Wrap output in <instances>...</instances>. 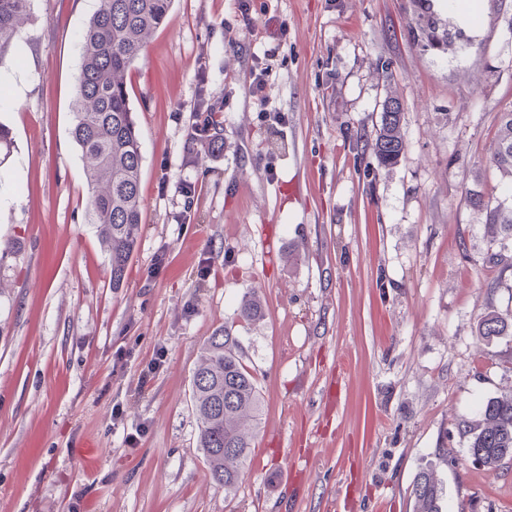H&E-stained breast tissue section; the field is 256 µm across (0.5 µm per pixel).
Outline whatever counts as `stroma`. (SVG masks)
I'll return each mask as SVG.
<instances>
[{"instance_id": "1", "label": "stroma", "mask_w": 512, "mask_h": 512, "mask_svg": "<svg viewBox=\"0 0 512 512\" xmlns=\"http://www.w3.org/2000/svg\"><path fill=\"white\" fill-rule=\"evenodd\" d=\"M477 2L473 32L428 0L448 48L420 40L417 0H255L288 26L274 127L249 96L257 39L235 0H176L127 79L143 220L116 288L70 134L78 35L102 0H34L0 59V512H413L426 467L446 512H512V461L475 462L462 434L512 396V335L477 332L512 315V267L486 263L485 215L464 201L511 184L492 159L512 0ZM389 95L405 106L393 168L364 147ZM201 97L215 153L187 145ZM250 293L262 317L234 323ZM228 323L263 401L229 494L190 403ZM512 334V317L506 318L495 312L487 314L478 325V334L484 338Z\"/></svg>"}]
</instances>
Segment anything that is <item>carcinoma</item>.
I'll return each mask as SVG.
<instances>
[{
	"mask_svg": "<svg viewBox=\"0 0 512 512\" xmlns=\"http://www.w3.org/2000/svg\"><path fill=\"white\" fill-rule=\"evenodd\" d=\"M33 0H0V59L20 40ZM174 0H103L79 34L81 69L73 103L72 136L85 159L87 212L110 266L112 287L123 283L142 223L140 183L143 156L129 103L126 77L140 59L149 37L166 21ZM420 36L429 44L452 42V33L432 16ZM404 113L385 109L371 140L378 163L397 164L405 154ZM494 166L512 179V111L499 118ZM467 205L485 213L486 260L512 266V205L469 195ZM262 316L259 297L247 295L236 319L250 323ZM512 333V317L495 312L478 325L487 339ZM239 337L222 326L207 338L191 383L199 446L211 480L229 493L236 489L250 460L253 429L259 424L261 397L254 374L244 365ZM472 455L482 454L496 468L512 458V397L492 398L468 426ZM413 512H443V485L431 469L416 476Z\"/></svg>",
	"mask_w": 512,
	"mask_h": 512,
	"instance_id": "obj_1",
	"label": "carcinoma"
}]
</instances>
